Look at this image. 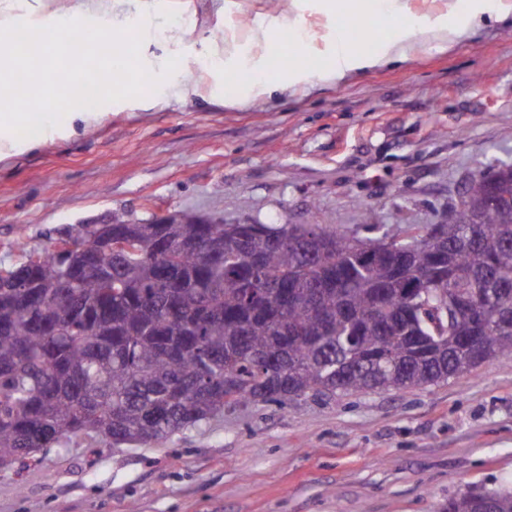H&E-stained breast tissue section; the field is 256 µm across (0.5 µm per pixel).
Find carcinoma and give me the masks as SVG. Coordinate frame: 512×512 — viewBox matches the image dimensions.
I'll return each mask as SVG.
<instances>
[{"mask_svg":"<svg viewBox=\"0 0 512 512\" xmlns=\"http://www.w3.org/2000/svg\"><path fill=\"white\" fill-rule=\"evenodd\" d=\"M450 209L440 235L408 221L382 254L326 224L83 225L75 249L0 278V467L65 438L146 444L241 401L420 389L512 355V164L473 170ZM450 296L495 302L477 356ZM439 512H512V487Z\"/></svg>","mask_w":512,"mask_h":512,"instance_id":"cac0c4a2","label":"carcinoma"}]
</instances>
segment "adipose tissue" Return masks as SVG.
<instances>
[{"label": "adipose tissue", "mask_w": 512, "mask_h": 512, "mask_svg": "<svg viewBox=\"0 0 512 512\" xmlns=\"http://www.w3.org/2000/svg\"><path fill=\"white\" fill-rule=\"evenodd\" d=\"M304 2L291 0L282 14L252 19L248 50L214 42L208 44L210 55L223 57L225 62L235 64L248 74L247 99L254 100L275 91H292L300 85L313 87L354 72L405 61L428 45L448 46L482 23L505 18L499 9L488 8L487 0H450L447 12L435 16L410 14L405 0H314L317 11L335 18L337 25L331 45L332 62L312 69L306 66L305 61L315 51V35L306 16ZM168 7V0H70L66 12L47 10L46 28L27 40L24 60H17L12 47L0 50L9 64L23 62L28 73L26 82L15 84L8 81L0 86L15 100L28 106L24 112H1L0 132L29 120L31 111H40L55 103L54 91L43 74L55 50L65 45L79 22L91 17L111 20L113 28L130 35L128 51L135 55L142 42L159 37L176 43L183 41L191 31L192 25L188 22L161 31L148 27V20ZM377 18H385L395 24V37L386 40L378 51L360 49L347 28L348 22L356 20L367 26ZM284 30L292 35L290 43L279 39L280 32ZM288 53L300 61L296 70L282 77L264 68L265 60Z\"/></svg>", "instance_id": "obj_1"}]
</instances>
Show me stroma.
Listing matches in <instances>:
<instances>
[{
  "mask_svg": "<svg viewBox=\"0 0 512 512\" xmlns=\"http://www.w3.org/2000/svg\"><path fill=\"white\" fill-rule=\"evenodd\" d=\"M280 0H172L159 28L192 19L180 45L147 57L197 59L181 100L157 103L128 71L97 93L95 127L65 139L13 130L0 163V264L50 248L59 231L109 212L225 221L440 224L468 173L512 163V18L446 49L292 93L234 102L245 80L202 57L246 45L250 17ZM512 480V356L422 390L288 405L241 403L148 446L92 449L87 437L40 462L0 469V512H437L468 488Z\"/></svg>",
  "mask_w": 512,
  "mask_h": 512,
  "instance_id": "stroma-1",
  "label": "stroma"
}]
</instances>
